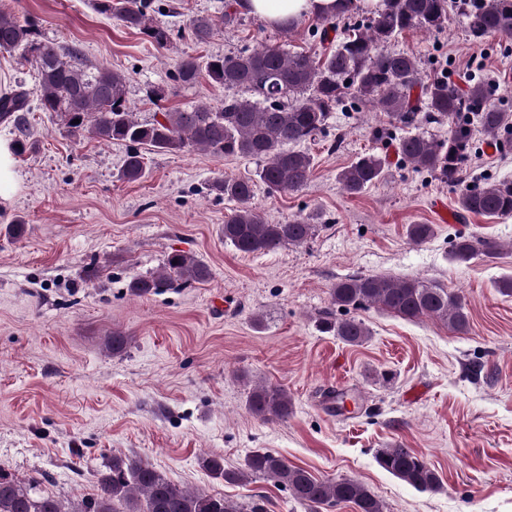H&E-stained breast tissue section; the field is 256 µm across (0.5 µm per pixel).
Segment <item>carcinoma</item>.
<instances>
[{
	"mask_svg": "<svg viewBox=\"0 0 512 512\" xmlns=\"http://www.w3.org/2000/svg\"><path fill=\"white\" fill-rule=\"evenodd\" d=\"M466 16L469 36L481 40L490 34L512 37V0H483L473 7L459 0ZM95 10L135 29L158 48L171 41V30L150 23L147 0H94ZM448 0H382L381 8L360 28L355 0H336L335 12L322 17L320 41L328 40L336 23L349 24L348 33L319 57L290 54L279 47L262 46L236 54L215 55L202 62L185 53L177 63L176 80L184 87L195 85L204 75L224 87H242L250 99H229L215 108L205 103L186 109L160 112L142 122L128 106L125 74L107 66L88 64L81 51L40 38L30 17L0 8V49L21 52L37 74L36 97L44 112L62 121L63 133L75 140L92 135L100 141L122 143L128 154L120 178L136 182L145 177V151L177 153L200 149L219 158L237 156L261 162L253 179L217 177L208 190L236 203L224 219V242L242 253H265L287 246H301L312 239L317 225L308 218L272 224L253 206L255 187L262 184L271 193L298 192L308 183L314 158L297 146L321 135L331 112L348 101L368 103L407 125L422 121H448V137L436 139L408 133L399 141L401 159L417 171H427L450 185L464 182V166L473 143L475 116L480 131L512 147V115L489 102L482 83L467 90L439 77L422 74L410 52H389L385 45L405 30L416 28L438 33L448 26ZM236 17L226 13L221 21L197 16L189 25V38L197 45L212 38L218 24L231 25ZM31 92L19 88L0 96V123L17 132L15 151L28 149L26 112ZM80 123H74V120ZM385 157L368 153L336 174V181L349 194H359L384 178ZM460 208L485 216L512 215V179L503 178L484 187H464ZM411 241L421 243L435 234L431 224H411ZM498 253L493 239L459 236L453 259L465 263L478 255ZM211 277L207 265L184 251H172L160 269L135 276L129 282L132 295L145 297L161 288H187ZM331 304L339 309L365 310L377 307L406 320L430 318L442 321L458 333L468 332L470 319L462 297L444 285L391 274L348 276L330 291ZM319 331L332 334L349 345L365 343L371 331L361 319H337L333 310L315 319ZM248 410L263 421H284L292 414L288 392L271 383L252 388ZM378 464L388 473L420 490L439 488V477L424 458L409 448H382ZM203 466L215 477L240 481L266 477L287 490L306 512L324 506L351 503L356 512H383L384 506L365 485L355 479L317 478L305 468L269 450L258 448L244 459L243 467L224 468V460L206 458ZM0 512H244L222 496L191 491L173 484L149 463L113 456L100 479L99 492L66 506L44 495L34 483H22L0 471Z\"/></svg>",
	"mask_w": 512,
	"mask_h": 512,
	"instance_id": "cac0c4a2",
	"label": "carcinoma"
}]
</instances>
